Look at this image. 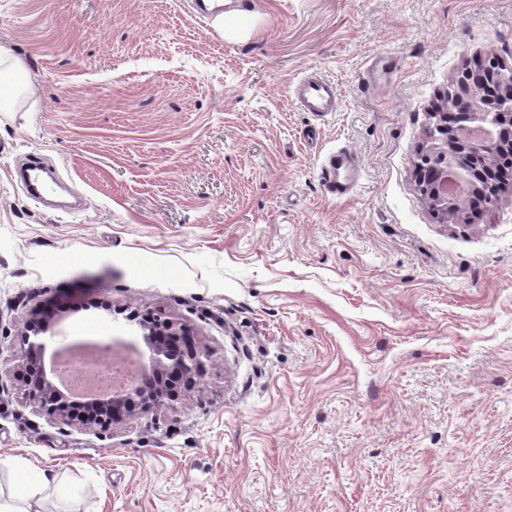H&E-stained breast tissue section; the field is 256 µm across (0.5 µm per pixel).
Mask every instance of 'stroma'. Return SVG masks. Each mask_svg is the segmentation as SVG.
<instances>
[{
  "label": "stroma",
  "instance_id": "obj_1",
  "mask_svg": "<svg viewBox=\"0 0 512 512\" xmlns=\"http://www.w3.org/2000/svg\"><path fill=\"white\" fill-rule=\"evenodd\" d=\"M195 3L0 0V348L150 310L209 351L96 432L1 363L0 459L51 474L40 512H512V186L446 221L415 181L451 85L512 67V0H229L235 36ZM309 71L338 111L292 102ZM31 161L82 208L31 198ZM350 158L355 160L351 153L346 151H339L336 154L331 155L323 166L322 172L324 174V180L328 192L336 196V198H342L353 192L354 186H350L349 180H341L339 177V171L343 168H349Z\"/></svg>",
  "mask_w": 512,
  "mask_h": 512
}]
</instances>
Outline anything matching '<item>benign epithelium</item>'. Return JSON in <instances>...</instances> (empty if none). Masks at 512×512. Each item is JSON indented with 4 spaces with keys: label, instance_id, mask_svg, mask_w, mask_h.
<instances>
[{
    "label": "benign epithelium",
    "instance_id": "benign-epithelium-1",
    "mask_svg": "<svg viewBox=\"0 0 512 512\" xmlns=\"http://www.w3.org/2000/svg\"><path fill=\"white\" fill-rule=\"evenodd\" d=\"M498 101L495 111H488L481 91L461 79L453 85V101L462 103L468 121L460 127L440 123V113L433 112L428 131L426 150L416 165V178L433 182V192L427 202L443 219L463 215L459 205L445 189L448 172H454L470 187V193L479 192L474 170L465 166L462 157L472 151L481 153L484 166L501 145L499 133L504 126H512V68H495ZM139 336L146 346L140 355V373L137 381L125 388L113 389L99 395H81L62 389L55 380L61 362H46L48 343L56 345L53 354L74 351L81 342L69 341L62 333L60 318L44 311L38 313L37 325L20 335L12 359L18 361L27 375L36 377L27 399L46 416L75 424L88 431L108 429L126 424L143 413L159 407L173 397L178 388L170 385L166 375L171 373L180 385L194 388L204 370L205 348L194 345L193 335L182 324L145 313L137 323ZM83 403L90 413L78 417L72 405Z\"/></svg>",
    "mask_w": 512,
    "mask_h": 512
}]
</instances>
